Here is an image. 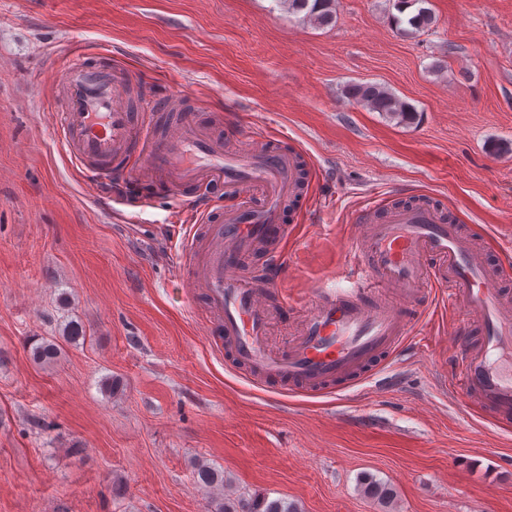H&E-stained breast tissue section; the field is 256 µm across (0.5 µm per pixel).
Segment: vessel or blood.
Instances as JSON below:
<instances>
[{
	"label": "vessel or blood",
	"mask_w": 512,
	"mask_h": 512,
	"mask_svg": "<svg viewBox=\"0 0 512 512\" xmlns=\"http://www.w3.org/2000/svg\"><path fill=\"white\" fill-rule=\"evenodd\" d=\"M129 81L111 52L97 59L71 54L55 80L58 137L94 188L144 174L175 194L192 188L182 213L188 259L182 280L205 294L220 322L214 343L226 346L235 364L257 380L313 396L349 389L398 353L410 332V312L432 288L443 287L449 307L465 317L448 339V390L491 410L498 428H512V300L499 288L505 271L440 207L373 202L361 209L349 251L361 275L358 286L315 288L295 339L272 350V297L292 232L280 215L298 190L299 155L254 143L224 145L178 93L148 101V112L173 115L164 136L151 137L136 128L120 93ZM215 185L224 189L220 207L208 193ZM256 253L266 258L260 278L245 268ZM471 320L481 328L475 344L466 332Z\"/></svg>",
	"instance_id": "obj_1"
}]
</instances>
